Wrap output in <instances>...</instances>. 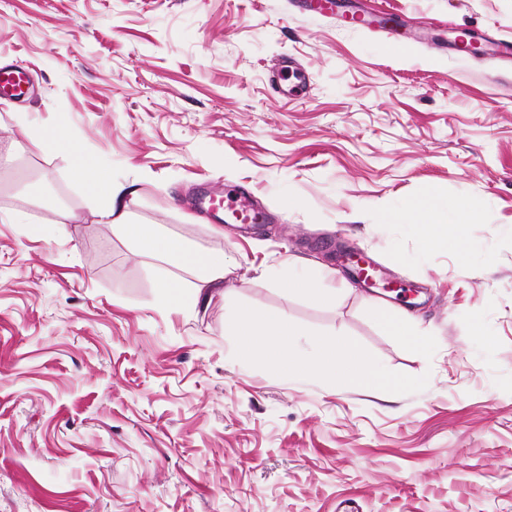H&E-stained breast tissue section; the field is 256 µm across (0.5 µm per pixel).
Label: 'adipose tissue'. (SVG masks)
<instances>
[{"instance_id": "obj_1", "label": "adipose tissue", "mask_w": 512, "mask_h": 512, "mask_svg": "<svg viewBox=\"0 0 512 512\" xmlns=\"http://www.w3.org/2000/svg\"><path fill=\"white\" fill-rule=\"evenodd\" d=\"M73 175L98 199V215L103 223L118 228L149 256L180 269L198 270L196 283L188 286L176 278L163 279L160 284L162 300L178 302L188 297L200 298L224 278L223 254L194 250L182 237L163 234L155 225L129 222V202L123 185L112 182L86 163H76ZM224 333L233 338L238 354L262 358L287 376L338 370L356 384H379L384 380L383 374L353 344L336 337L320 339L314 362L296 361L290 353V343L300 330L287 324L275 311L240 310L225 320Z\"/></svg>"}]
</instances>
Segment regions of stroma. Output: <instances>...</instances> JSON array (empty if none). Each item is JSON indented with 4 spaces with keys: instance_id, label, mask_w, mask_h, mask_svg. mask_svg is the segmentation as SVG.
Listing matches in <instances>:
<instances>
[{
    "instance_id": "stroma-1",
    "label": "stroma",
    "mask_w": 512,
    "mask_h": 512,
    "mask_svg": "<svg viewBox=\"0 0 512 512\" xmlns=\"http://www.w3.org/2000/svg\"><path fill=\"white\" fill-rule=\"evenodd\" d=\"M372 7L404 34L302 0H0L27 78L0 95V512H512V0ZM285 55L304 91L273 90ZM79 159L135 191L131 223L224 253L220 285L162 303L166 265L100 223ZM201 183L275 222L214 234ZM445 199L479 221L426 248L404 217ZM245 307L301 328L304 360L351 339L386 382L240 357ZM281 287L287 294L304 295L319 304H328L336 299L335 289L319 288L316 283L304 278H289Z\"/></svg>"
}]
</instances>
